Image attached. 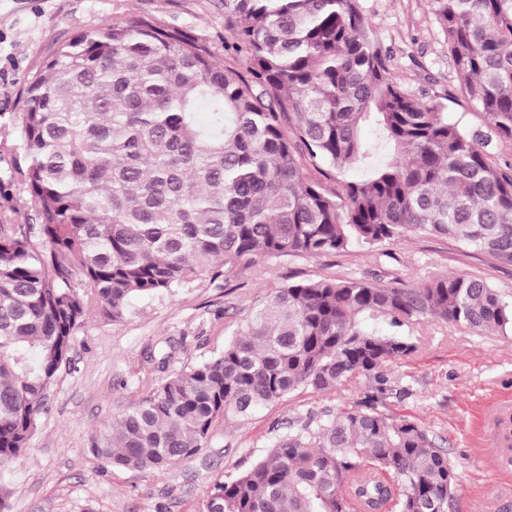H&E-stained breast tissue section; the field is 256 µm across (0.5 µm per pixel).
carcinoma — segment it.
Returning <instances> with one entry per match:
<instances>
[{
    "label": "carcinoma",
    "instance_id": "1",
    "mask_svg": "<svg viewBox=\"0 0 512 512\" xmlns=\"http://www.w3.org/2000/svg\"><path fill=\"white\" fill-rule=\"evenodd\" d=\"M430 4L487 132L396 81L360 0H224L244 74L181 30L109 19L23 78V111L0 127V146L35 222L0 215V468L28 450L94 311L119 320L135 296L261 257L410 235L512 265V166L490 152L493 139L512 140V0ZM353 167L368 177L337 178ZM366 318L393 331L369 332ZM420 318L512 331V302L461 274L420 287L290 282L222 351L95 431L89 452L105 469L166 470L199 454L220 417L359 375L377 393L291 424L215 484L207 512H448L457 477L446 451L378 408L382 367L415 351L402 328Z\"/></svg>",
    "mask_w": 512,
    "mask_h": 512
}]
</instances>
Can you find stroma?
Here are the masks:
<instances>
[{
	"label": "stroma",
	"instance_id": "obj_1",
	"mask_svg": "<svg viewBox=\"0 0 512 512\" xmlns=\"http://www.w3.org/2000/svg\"><path fill=\"white\" fill-rule=\"evenodd\" d=\"M397 81L445 101L448 117L486 128L465 100L429 0H361ZM155 20L205 40L217 60L244 69L225 48L224 0H0V115L21 112L24 76L56 43L108 18ZM442 273L487 281L512 298V265L434 236H408L323 256L263 257L228 280H199L175 295L135 297L125 316L91 313L76 331L69 362L47 396L26 452L0 469L10 512H206L214 484L266 455L290 422L357 401L369 388L354 377L329 390L299 389L241 421L217 419L205 450L163 471H102L90 454L94 429L150 395L164 377L149 360L175 347L177 371L221 351L274 288L302 279L357 278L420 286ZM417 349L386 363L391 389L381 409L424 425L457 475L451 512H512V458L497 445L495 413L512 403V332L480 335L435 319L412 322Z\"/></svg>",
	"mask_w": 512,
	"mask_h": 512
}]
</instances>
